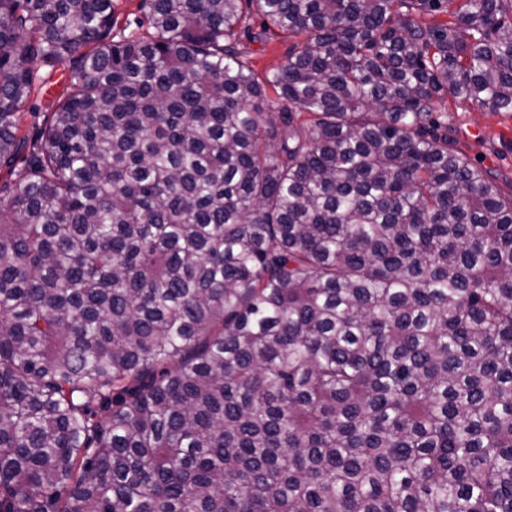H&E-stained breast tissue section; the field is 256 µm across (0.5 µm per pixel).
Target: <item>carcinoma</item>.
Wrapping results in <instances>:
<instances>
[{
    "instance_id": "carcinoma-1",
    "label": "carcinoma",
    "mask_w": 512,
    "mask_h": 512,
    "mask_svg": "<svg viewBox=\"0 0 512 512\" xmlns=\"http://www.w3.org/2000/svg\"><path fill=\"white\" fill-rule=\"evenodd\" d=\"M141 9L0 0V512H512V0ZM295 41L275 35H266L262 41L256 42L243 37L239 48L247 55L255 72L263 76L270 69L286 62L288 51ZM45 83L42 90H39L32 98L30 105L34 106L33 112H25L22 122V133L27 134L31 140L41 128L45 115L52 112L56 100L65 90L66 70L58 67L56 71H42ZM448 126L458 148L477 165L497 170L505 190L512 181V112L466 111L448 105Z\"/></svg>"
}]
</instances>
